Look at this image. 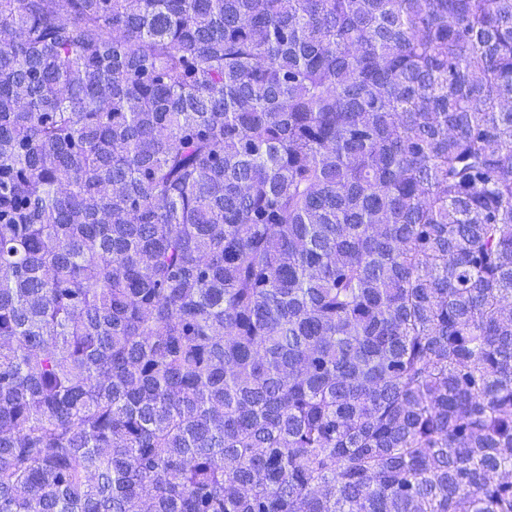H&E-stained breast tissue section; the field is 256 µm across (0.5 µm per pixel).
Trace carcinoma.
I'll use <instances>...</instances> for the list:
<instances>
[{
  "label": "carcinoma",
  "mask_w": 512,
  "mask_h": 512,
  "mask_svg": "<svg viewBox=\"0 0 512 512\" xmlns=\"http://www.w3.org/2000/svg\"><path fill=\"white\" fill-rule=\"evenodd\" d=\"M0 512H512V0H0Z\"/></svg>",
  "instance_id": "obj_1"
}]
</instances>
